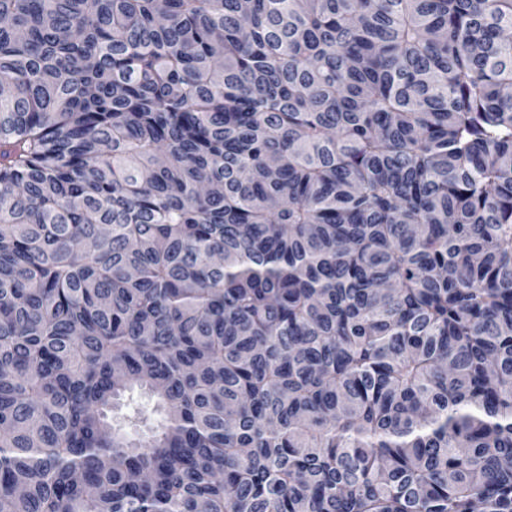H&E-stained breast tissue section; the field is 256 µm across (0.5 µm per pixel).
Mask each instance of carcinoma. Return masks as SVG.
<instances>
[{"mask_svg": "<svg viewBox=\"0 0 512 512\" xmlns=\"http://www.w3.org/2000/svg\"><path fill=\"white\" fill-rule=\"evenodd\" d=\"M507 30L0 0V512H512Z\"/></svg>", "mask_w": 512, "mask_h": 512, "instance_id": "carcinoma-1", "label": "carcinoma"}]
</instances>
